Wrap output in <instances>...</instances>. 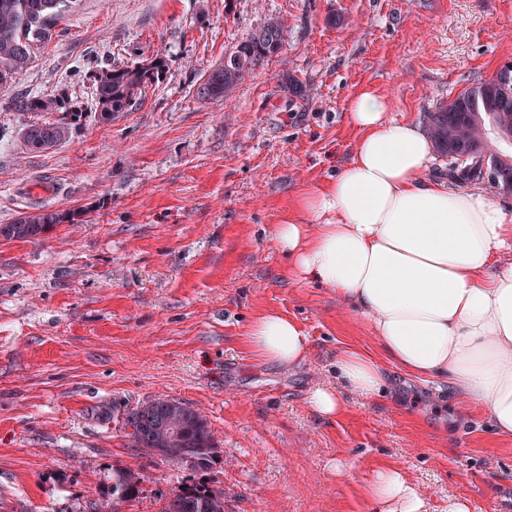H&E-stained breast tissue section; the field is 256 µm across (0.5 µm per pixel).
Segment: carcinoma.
<instances>
[{
  "label": "carcinoma",
  "instance_id": "obj_1",
  "mask_svg": "<svg viewBox=\"0 0 512 512\" xmlns=\"http://www.w3.org/2000/svg\"><path fill=\"white\" fill-rule=\"evenodd\" d=\"M69 4L70 0H0L1 95L10 94L17 76L28 69L35 46L52 38ZM283 33L277 20L255 31L224 56V64L204 77L197 95L204 100L226 98L265 59L280 51ZM161 67L162 62L155 58L148 66L111 67L98 72L94 77V101L100 117L126 111L153 82ZM10 104L16 112L60 114L53 120L34 121L22 130L21 139L32 151L65 142L79 113L61 97L15 95ZM511 117L512 64H506L495 78L476 81L453 100L425 113L424 122L431 138L439 142L441 154L449 159L448 176L462 183L483 181L495 189L511 192L512 162L494 171L483 166L490 145L497 144L489 130L499 120ZM450 132L464 135L462 149L448 145ZM79 217L77 212L61 214L37 208L23 213L12 224H0V239H36L53 225ZM171 422L178 430L175 436L164 429ZM124 431L132 447L191 468L206 467L218 454V441L204 415L168 398H156L126 413ZM142 482L143 478L132 472L112 471V496L104 498L99 509L123 512V505L139 497ZM159 512H224V492L188 486L166 500Z\"/></svg>",
  "mask_w": 512,
  "mask_h": 512
}]
</instances>
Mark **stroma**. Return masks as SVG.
I'll return each instance as SVG.
<instances>
[{
    "mask_svg": "<svg viewBox=\"0 0 512 512\" xmlns=\"http://www.w3.org/2000/svg\"><path fill=\"white\" fill-rule=\"evenodd\" d=\"M273 18L280 52L229 99L199 98ZM153 58L154 83L100 121L93 74ZM509 62L512 0H73L14 84L84 106L68 140L25 152L31 116L0 96V224L36 208L80 214L0 240V512H96L116 468L144 476L125 512H159L188 486L223 490L224 512H368L361 482L330 470L347 459L403 469L430 512L452 497L512 512V442L462 413L450 387L393 365L376 400L342 385L338 354H378L375 335L292 278L271 236L349 160L357 91L419 122ZM266 310L308 336L300 365L248 351L246 327ZM322 385L345 414L311 408ZM157 397L206 416L220 443L209 466L129 446L124 413Z\"/></svg>",
    "mask_w": 512,
    "mask_h": 512,
    "instance_id": "35a3bbf8",
    "label": "stroma"
}]
</instances>
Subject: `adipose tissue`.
Masks as SVG:
<instances>
[{
	"label": "adipose tissue",
	"mask_w": 512,
	"mask_h": 512,
	"mask_svg": "<svg viewBox=\"0 0 512 512\" xmlns=\"http://www.w3.org/2000/svg\"><path fill=\"white\" fill-rule=\"evenodd\" d=\"M389 109L370 89L352 98L350 161L299 199L273 240L296 280L320 283L370 323L401 373L448 384L512 440V219L485 192L427 176L432 141ZM246 336L258 360L283 368L309 352L300 325L275 311L256 316ZM337 366L360 395L379 397L380 360L347 349ZM364 494L370 512H426L396 467L366 476Z\"/></svg>",
	"instance_id": "obj_1"
}]
</instances>
